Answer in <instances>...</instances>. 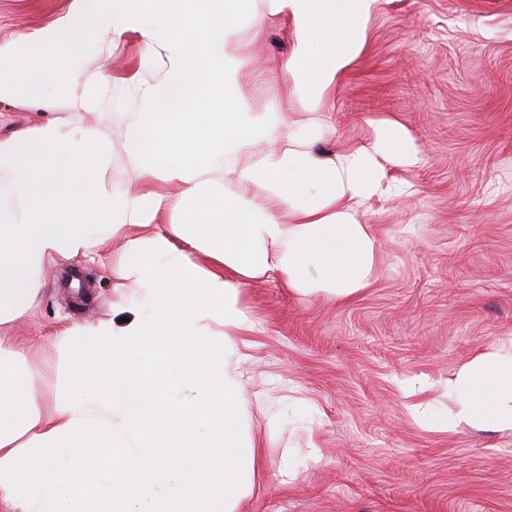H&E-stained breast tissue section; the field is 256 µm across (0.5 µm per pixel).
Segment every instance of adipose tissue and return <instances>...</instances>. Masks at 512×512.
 Here are the masks:
<instances>
[{"instance_id": "1", "label": "adipose tissue", "mask_w": 512, "mask_h": 512, "mask_svg": "<svg viewBox=\"0 0 512 512\" xmlns=\"http://www.w3.org/2000/svg\"><path fill=\"white\" fill-rule=\"evenodd\" d=\"M380 0H104L99 12L55 19L0 46V99L40 105L47 83L84 105L83 59L97 33L140 32L168 71L141 91L123 148L137 186L113 195L101 130L47 120L0 140V327L18 323L45 267L120 239L115 307L127 322L75 324L56 337L75 388L33 385L25 358L0 336V503L25 512H236L255 459L245 426L261 397L240 365L254 324L243 289L273 278L295 293L346 301L370 284L381 245L364 209L408 195L392 169L417 165L406 127L373 118L364 141L318 152L325 114L363 52ZM293 33L274 69L291 104L310 113L251 111L230 93L239 33L268 23ZM178 187L154 193L155 182ZM178 215L165 223V214ZM455 419L512 429V350L469 358L448 379ZM96 469L103 483L78 484ZM184 470L170 481L172 470Z\"/></svg>"}]
</instances>
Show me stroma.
I'll list each match as a JSON object with an SVG mask.
<instances>
[{
	"instance_id": "1",
	"label": "stroma",
	"mask_w": 512,
	"mask_h": 512,
	"mask_svg": "<svg viewBox=\"0 0 512 512\" xmlns=\"http://www.w3.org/2000/svg\"><path fill=\"white\" fill-rule=\"evenodd\" d=\"M97 0H0V44L32 35ZM293 35L274 23L238 44L231 91L280 111L286 83L270 67ZM142 36H106L85 62L95 75L74 108L57 86L47 109L0 100V139L53 117L109 126L106 180L122 193L135 171L122 148L139 89L167 72L164 51L142 62ZM320 147L358 143L374 117L398 119L422 149L399 170L411 195L372 202L365 221L382 254L360 296L305 299L277 281L243 290L255 323L246 369L276 402L249 426L257 465L239 512H512V430L459 424L429 430L411 413L455 410L448 377L489 347L512 345V0H380L367 43L333 98ZM60 258L36 304L12 329L34 384L70 389L52 346L64 327L113 319L112 259Z\"/></svg>"
}]
</instances>
